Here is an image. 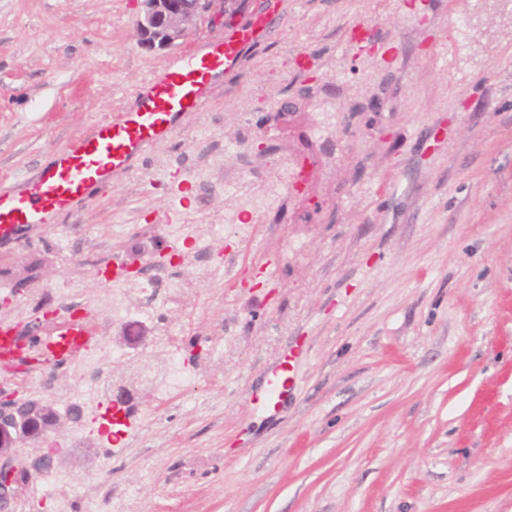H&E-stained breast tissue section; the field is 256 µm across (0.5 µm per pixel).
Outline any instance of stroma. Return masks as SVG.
I'll return each instance as SVG.
<instances>
[{
  "label": "stroma",
  "instance_id": "1",
  "mask_svg": "<svg viewBox=\"0 0 512 512\" xmlns=\"http://www.w3.org/2000/svg\"><path fill=\"white\" fill-rule=\"evenodd\" d=\"M141 11L0 0L1 187L224 31L147 48ZM304 154L316 209L286 185ZM173 277L153 316L107 318L109 289L135 310L139 280ZM56 291L104 316L114 352H179L193 379L139 387L109 447L63 425L58 496L0 512H512V8L286 0L135 172L0 244V322ZM296 345L297 390L271 411L258 394ZM82 366L0 364V391L62 409Z\"/></svg>",
  "mask_w": 512,
  "mask_h": 512
}]
</instances>
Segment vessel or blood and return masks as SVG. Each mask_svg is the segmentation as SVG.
<instances>
[{"label":"vessel or blood","instance_id":"b4317fda","mask_svg":"<svg viewBox=\"0 0 512 512\" xmlns=\"http://www.w3.org/2000/svg\"><path fill=\"white\" fill-rule=\"evenodd\" d=\"M283 16L284 0H262L222 36L164 67L129 104L116 108L111 119L95 124L89 135L58 147L54 160L21 188H0V242H20L33 228L57 224L75 202L134 171L137 161L170 137L187 113L200 111L214 79L234 75L247 53L269 39ZM93 320L87 311L74 315L69 326L42 333L39 347L47 361H66L89 346L96 336ZM28 358L15 326L0 324V361L19 365ZM295 359V353H288L271 373L265 398L272 407L286 405L295 394Z\"/></svg>","mask_w":512,"mask_h":512}]
</instances>
